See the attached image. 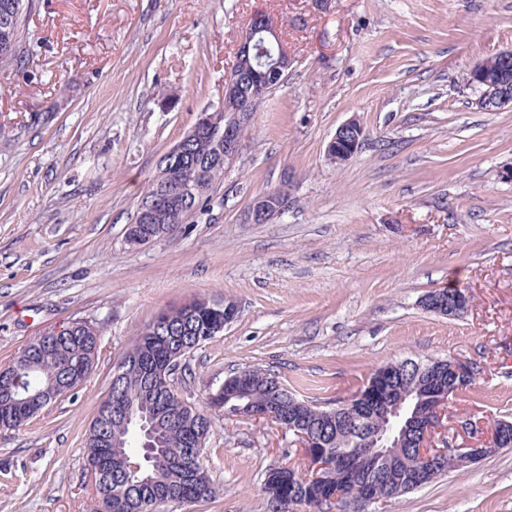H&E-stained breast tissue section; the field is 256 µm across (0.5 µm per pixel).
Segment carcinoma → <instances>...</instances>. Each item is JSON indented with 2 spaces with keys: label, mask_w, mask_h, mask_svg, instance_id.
<instances>
[{
  "label": "carcinoma",
  "mask_w": 512,
  "mask_h": 512,
  "mask_svg": "<svg viewBox=\"0 0 512 512\" xmlns=\"http://www.w3.org/2000/svg\"><path fill=\"white\" fill-rule=\"evenodd\" d=\"M29 7L28 0H0V64L18 60L21 53L20 19ZM186 197L180 223L191 224L197 215L210 208L214 194L224 180V160L200 143H188L184 152L159 166L149 181L143 199L157 194L165 173ZM160 322L152 331L144 330L123 355L121 375L112 382L109 397L125 404L138 405L135 422L93 420L86 437L87 487L94 512H142L154 501H179V494L192 492L193 501L211 499L215 488L205 469L191 465L196 452L204 451L212 431V419L195 405H177L173 395L159 389L152 378L163 373L175 352L188 356L204 342L224 331V302L194 298L159 313ZM100 340L98 327L76 320L60 329L45 331L29 342L13 358L15 370L7 380L0 379V429L13 430L27 424L60 396L58 388H75L90 373ZM236 387L229 392L212 393L210 405L224 414L251 415L257 411L276 413L279 425L288 427L293 412L288 399L294 394L276 375L260 369H245L231 377ZM40 393L39 402H20L22 390ZM296 426L309 428L323 442L318 452L336 460L346 452L345 468L326 472L327 482L339 483L348 471H360L356 456L362 431L346 434L323 409L312 404L297 415ZM137 457L148 454L146 463L156 473L155 483L135 485L122 470L119 455ZM389 470L370 477V488L378 496L392 498L425 486L453 468L452 459L442 462L433 474L417 473L418 465L407 443L394 450ZM268 498L293 496L304 502L306 512L321 510L320 489L315 483L296 479V470L273 468L267 471Z\"/></svg>",
  "instance_id": "cac0c4a2"
}]
</instances>
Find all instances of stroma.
Listing matches in <instances>:
<instances>
[{
  "label": "stroma",
  "instance_id": "stroma-1",
  "mask_svg": "<svg viewBox=\"0 0 512 512\" xmlns=\"http://www.w3.org/2000/svg\"><path fill=\"white\" fill-rule=\"evenodd\" d=\"M293 57L257 108L207 213L133 247L126 229L161 157L224 97L255 13ZM25 53L0 67V365L42 331H101L89 377L0 430V512H90L85 434L114 368L163 310L229 299L237 319L194 350L180 396L246 368L301 399L351 400L378 368L455 357L448 401L470 440L512 420V108L481 110L470 71L512 50V0H33ZM357 119L358 152L326 155ZM287 210L246 223L260 193ZM465 288L455 318L430 291ZM216 495L162 512H268L269 468L307 461L263 419L213 412ZM370 512H512V448ZM365 137L364 128L356 119L341 124L326 146L329 159L342 164L350 160L359 150ZM442 361L448 362V373L446 371L442 374V379L447 383L449 379L454 385L462 386L475 378L476 373L473 364L455 358Z\"/></svg>",
  "mask_w": 512,
  "mask_h": 512
}]
</instances>
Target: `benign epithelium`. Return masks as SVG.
Instances as JSON below:
<instances>
[{"label": "benign epithelium", "instance_id": "benign-epithelium-1", "mask_svg": "<svg viewBox=\"0 0 512 512\" xmlns=\"http://www.w3.org/2000/svg\"><path fill=\"white\" fill-rule=\"evenodd\" d=\"M263 45L269 46L265 61L258 66H249V81L243 85L238 77L230 75L224 82V96L239 101V112L232 117L219 121L220 107L212 106L202 112L195 125L185 138L180 140L164 159L182 152L185 143L206 142L209 137L216 136V142L224 150V162L228 166L238 159L243 145L242 128L252 111L254 104L261 99L270 83L281 78L291 63V56L282 44L275 28L265 24L264 14L257 12L238 44L241 57L251 60ZM512 53L505 51L480 64L471 71L472 81L480 89L477 105L487 111L494 112L505 106L512 105V87L490 76L493 70L501 69ZM365 137L364 128L355 119H349L341 124L326 146L329 159L341 164L350 160L359 150ZM288 209V194L278 189L266 192L252 202L246 218L251 224L267 222ZM470 294L466 289L433 290L425 295L422 306L433 313L448 318L468 310ZM414 365L422 378L423 386L428 393L430 408L418 423L405 419L406 400L408 395L401 391L395 393L386 384L399 365L386 367L379 373L376 380L367 388L365 394L353 400L354 415L361 423L369 428V437L364 449L368 469L375 470L385 467L391 459L393 448L399 443V438L405 436L411 429L415 430L413 451L421 467L432 465L440 455L450 454L458 459L461 465L470 464L485 455L491 449L505 446V434L512 431V425L506 423L500 431L494 432L482 447H458L455 442L441 437L435 441L437 431L442 428V420L448 405L451 387L445 386L433 367L428 363L411 361L404 365ZM475 378L473 364L455 358L448 359V379L456 386H462ZM303 442L304 453L308 460V481L323 483L325 469L331 464L325 462V457L315 451L319 442L305 432L297 433ZM124 470L135 477H141V483L155 481V477L144 472L140 460L124 459ZM379 501L372 495L371 490L361 481H351V486L344 494L339 492L325 498L328 510L343 509L350 504L354 512H366L368 506Z\"/></svg>", "mask_w": 512, "mask_h": 512}]
</instances>
